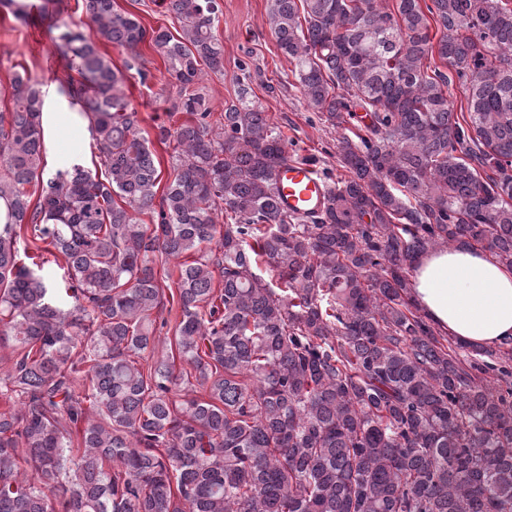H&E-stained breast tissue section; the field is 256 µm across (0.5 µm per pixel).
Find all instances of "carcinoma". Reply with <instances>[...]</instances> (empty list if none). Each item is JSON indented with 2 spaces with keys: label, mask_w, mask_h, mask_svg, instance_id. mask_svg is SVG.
I'll list each match as a JSON object with an SVG mask.
<instances>
[{
  "label": "carcinoma",
  "mask_w": 512,
  "mask_h": 512,
  "mask_svg": "<svg viewBox=\"0 0 512 512\" xmlns=\"http://www.w3.org/2000/svg\"><path fill=\"white\" fill-rule=\"evenodd\" d=\"M162 4L180 31L115 0H83L96 42L55 19L80 76L63 90L104 172L44 177L27 71L0 113V512H512V348L441 336L409 279L457 246L512 269L508 0H271L270 30L348 172L308 217L277 204L287 143L250 86L216 124L190 90L202 67L224 71L216 0ZM100 41L148 44L179 86L172 111L188 118L157 126L173 171L158 205V161ZM46 240L64 289L21 259ZM159 259L176 353L144 364L172 340L153 328Z\"/></svg>",
  "instance_id": "1"
}]
</instances>
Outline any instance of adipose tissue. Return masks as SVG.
<instances>
[{
    "label": "adipose tissue",
    "mask_w": 512,
    "mask_h": 512,
    "mask_svg": "<svg viewBox=\"0 0 512 512\" xmlns=\"http://www.w3.org/2000/svg\"><path fill=\"white\" fill-rule=\"evenodd\" d=\"M412 297L439 329L466 342L512 344V269L488 251L432 252L412 268Z\"/></svg>",
    "instance_id": "ef3b65f1"
}]
</instances>
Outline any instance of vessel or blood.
I'll use <instances>...</instances> for the list:
<instances>
[{
	"label": "vessel or blood",
	"mask_w": 512,
	"mask_h": 512,
	"mask_svg": "<svg viewBox=\"0 0 512 512\" xmlns=\"http://www.w3.org/2000/svg\"><path fill=\"white\" fill-rule=\"evenodd\" d=\"M278 202L295 215L319 212L327 194V183L318 169L302 160H287L277 171Z\"/></svg>",
	"instance_id": "b4317fda"
}]
</instances>
